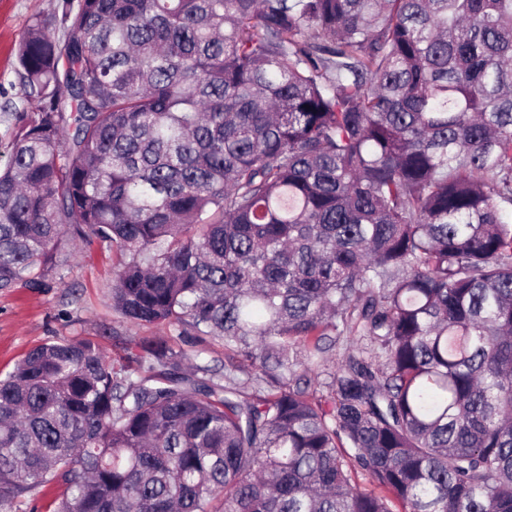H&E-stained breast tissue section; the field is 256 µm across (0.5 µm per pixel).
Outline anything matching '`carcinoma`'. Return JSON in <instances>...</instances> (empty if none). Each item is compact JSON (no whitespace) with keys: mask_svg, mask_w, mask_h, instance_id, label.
I'll return each mask as SVG.
<instances>
[{"mask_svg":"<svg viewBox=\"0 0 512 512\" xmlns=\"http://www.w3.org/2000/svg\"><path fill=\"white\" fill-rule=\"evenodd\" d=\"M17 74L0 289L96 239L226 363L32 349L0 512H512V0H58ZM62 488L56 483H45L36 488L29 495L28 510L34 508V512H49L51 503L59 497Z\"/></svg>","mask_w":512,"mask_h":512,"instance_id":"cac0c4a2","label":"carcinoma"}]
</instances>
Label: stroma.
Instances as JSON below:
<instances>
[{"mask_svg": "<svg viewBox=\"0 0 512 512\" xmlns=\"http://www.w3.org/2000/svg\"><path fill=\"white\" fill-rule=\"evenodd\" d=\"M57 0H0V165L9 155L20 109L16 50L33 17L52 18ZM119 258L93 242L74 250L62 242L42 286L0 290V377L30 350L59 338L98 342L109 359L124 356L129 341L167 335L165 327L134 324L112 308Z\"/></svg>", "mask_w": 512, "mask_h": 512, "instance_id": "obj_1", "label": "stroma"}]
</instances>
